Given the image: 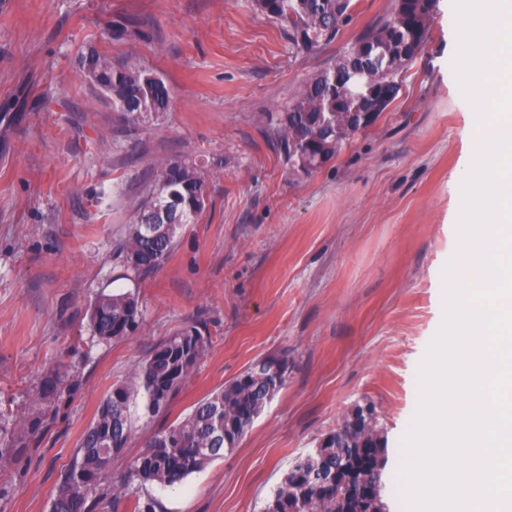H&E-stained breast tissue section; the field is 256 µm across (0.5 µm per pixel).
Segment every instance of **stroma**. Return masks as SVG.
<instances>
[{
	"instance_id": "obj_1",
	"label": "stroma",
	"mask_w": 512,
	"mask_h": 512,
	"mask_svg": "<svg viewBox=\"0 0 512 512\" xmlns=\"http://www.w3.org/2000/svg\"><path fill=\"white\" fill-rule=\"evenodd\" d=\"M392 7L357 0L335 40L303 50L252 0H0V416L36 404L51 369L69 383L0 474V512H49L104 396L193 324L206 355L166 414L134 407L114 480L145 437L257 360L286 358V382L234 450L172 487L132 483L130 496L157 512H261L292 462L366 402L402 453L444 319L475 121L453 69L452 0H437L396 100L322 169L292 170L269 125ZM121 19L140 36L113 39ZM91 47L156 69L168 111L128 131L80 74ZM183 156L209 172L206 209L161 270L117 285L139 296L138 329L98 340L88 310L116 287L113 246L154 168Z\"/></svg>"
}]
</instances>
